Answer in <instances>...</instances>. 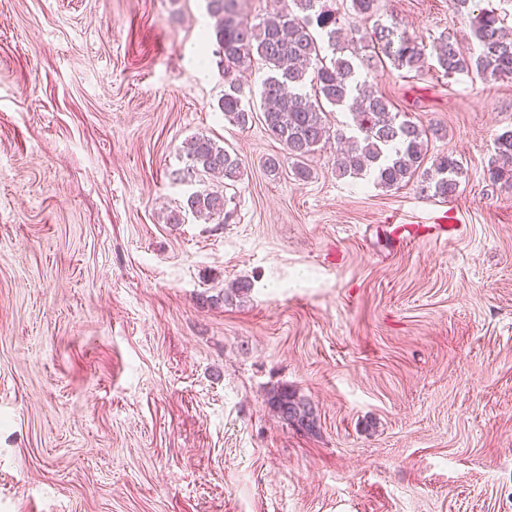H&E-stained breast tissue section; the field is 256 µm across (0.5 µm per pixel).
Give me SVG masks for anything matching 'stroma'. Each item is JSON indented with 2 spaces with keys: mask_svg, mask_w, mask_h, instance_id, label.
Here are the masks:
<instances>
[{
  "mask_svg": "<svg viewBox=\"0 0 512 512\" xmlns=\"http://www.w3.org/2000/svg\"><path fill=\"white\" fill-rule=\"evenodd\" d=\"M380 15L427 67L373 83L446 129L450 202L329 148L269 175L283 146L218 109L206 0H0V512H512V182L486 175L512 78L444 76L452 0ZM202 134L242 162L234 218L166 223ZM273 413L285 424L294 426L308 434L318 432V421L309 401L298 396L296 391L282 388L269 400Z\"/></svg>",
  "mask_w": 512,
  "mask_h": 512,
  "instance_id": "stroma-1",
  "label": "stroma"
}]
</instances>
